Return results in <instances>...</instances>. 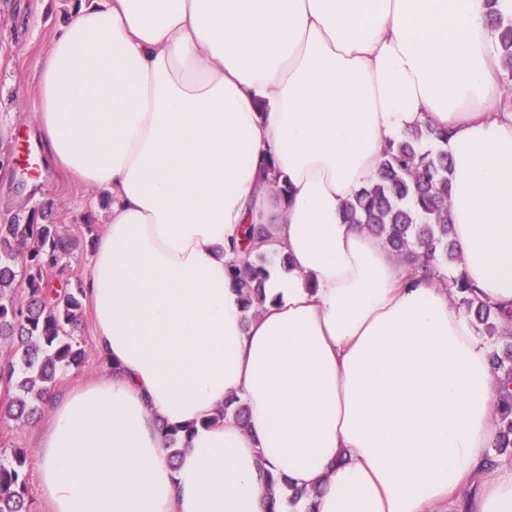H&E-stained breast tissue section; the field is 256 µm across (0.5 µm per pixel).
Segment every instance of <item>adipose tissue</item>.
<instances>
[{"label":"adipose tissue","instance_id":"ef3b65f1","mask_svg":"<svg viewBox=\"0 0 512 512\" xmlns=\"http://www.w3.org/2000/svg\"><path fill=\"white\" fill-rule=\"evenodd\" d=\"M481 0H80L38 65L42 164L106 192L84 278L103 381L37 433L51 512H512L482 479L488 345L344 202L385 145L448 132L450 219L480 296L512 312V112ZM288 180L275 194L262 163ZM264 224L246 317L224 247ZM239 396L247 423L221 419ZM191 426L168 463L161 424Z\"/></svg>","mask_w":512,"mask_h":512}]
</instances>
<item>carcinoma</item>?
Returning <instances> with one entry per match:
<instances>
[{
    "mask_svg": "<svg viewBox=\"0 0 512 512\" xmlns=\"http://www.w3.org/2000/svg\"><path fill=\"white\" fill-rule=\"evenodd\" d=\"M490 28L497 34L502 65L512 79V15L498 0H482ZM448 132L423 124L385 146L374 176L345 202L343 218L380 239L419 281H431L435 266L459 261L453 225L448 221V188L453 166L444 144ZM263 224H249L242 238L224 247L226 269L244 298V311L263 297L267 275ZM72 238L41 213L17 216L0 224V341H10L0 362V387L10 397L4 415L23 425L38 412L37 401L55 386L59 375L81 367L85 351L78 328L83 289L73 288L63 263ZM459 305L479 333L502 337L491 346L495 374L498 431L492 447L512 448V314L478 296L462 272L451 280ZM245 406L237 397L224 403L221 419L244 422ZM182 429H165L169 462L180 453ZM27 448L0 450V512H33L28 495Z\"/></svg>",
    "mask_w": 512,
    "mask_h": 512,
    "instance_id": "1",
    "label": "carcinoma"
}]
</instances>
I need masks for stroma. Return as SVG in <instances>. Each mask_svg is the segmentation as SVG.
<instances>
[{
  "label": "stroma",
  "mask_w": 512,
  "mask_h": 512,
  "mask_svg": "<svg viewBox=\"0 0 512 512\" xmlns=\"http://www.w3.org/2000/svg\"><path fill=\"white\" fill-rule=\"evenodd\" d=\"M73 3L74 0H0V223L17 213L46 211L61 234L78 240L65 263L70 280L80 282L90 262L92 236L102 233L107 222L104 192L69 181L48 167L35 179L24 171L28 155L41 148L32 123L39 109L36 68L59 27L68 20ZM80 336L84 362L79 369L59 377L56 390L99 379L103 374L93 345L92 315L87 309L82 312ZM47 420L48 410L44 407L23 426L0 419V446H20L31 451L27 483L36 512H49L39 486L40 460L33 452L36 433Z\"/></svg>",
  "instance_id": "stroma-1"
}]
</instances>
